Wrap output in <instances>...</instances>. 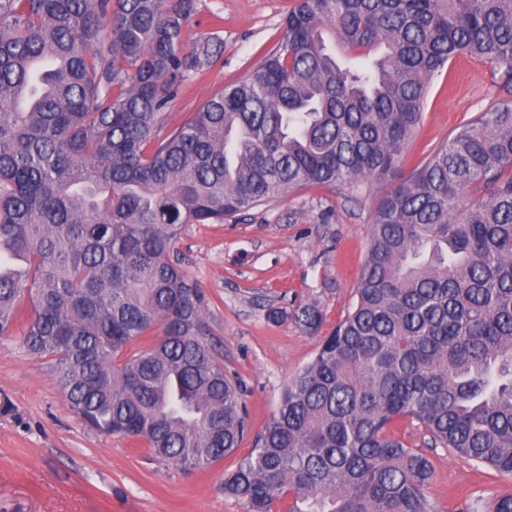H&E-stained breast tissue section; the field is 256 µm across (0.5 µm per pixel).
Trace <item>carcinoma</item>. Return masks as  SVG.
<instances>
[{"label":"carcinoma","mask_w":512,"mask_h":512,"mask_svg":"<svg viewBox=\"0 0 512 512\" xmlns=\"http://www.w3.org/2000/svg\"><path fill=\"white\" fill-rule=\"evenodd\" d=\"M197 0H0V337L53 364L71 410L203 469L247 435L208 300L172 259L306 186L391 182L356 303L291 376L224 494L249 512H432L429 460L512 475V0H296L248 76L164 132L217 61ZM462 56L505 93L406 176L433 79ZM293 319L317 329L321 310ZM140 347L127 351L130 343Z\"/></svg>","instance_id":"carcinoma-1"}]
</instances>
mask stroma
I'll return each instance as SVG.
<instances>
[{"mask_svg":"<svg viewBox=\"0 0 512 512\" xmlns=\"http://www.w3.org/2000/svg\"><path fill=\"white\" fill-rule=\"evenodd\" d=\"M293 0H198L188 41L223 18V55L184 85L168 105L166 129L180 126L223 86L244 79L278 38ZM502 94L483 60L450 65L430 87L421 124L401 166L410 172L426 153ZM387 184L359 191L303 188L221 224L186 225L174 256L205 289L206 322L226 375L241 383L251 435L276 411L288 378L314 357L323 337L348 312L365 259L370 219ZM321 309L319 332L294 320L268 319L269 308ZM400 436L430 460L426 496L433 512H486L512 492V476L432 448L424 428L404 423ZM250 439L203 470L151 457L146 446L87 427L68 405L45 360L17 338H0V512H248L223 494L225 470Z\"/></svg>","mask_w":512,"mask_h":512,"instance_id":"stroma-1","label":"stroma"}]
</instances>
